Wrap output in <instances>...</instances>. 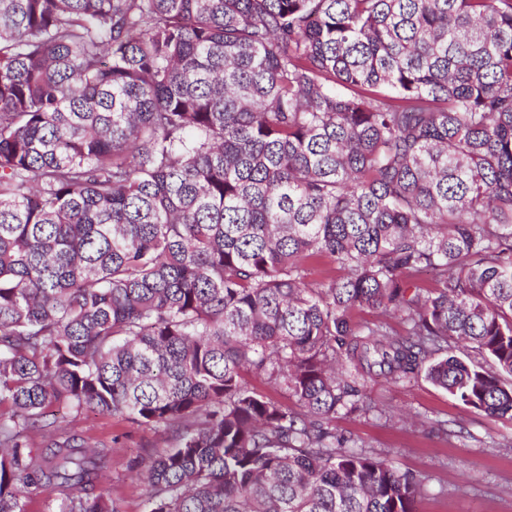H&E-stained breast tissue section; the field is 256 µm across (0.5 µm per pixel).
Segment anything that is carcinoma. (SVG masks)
Returning <instances> with one entry per match:
<instances>
[{"label":"carcinoma","mask_w":512,"mask_h":512,"mask_svg":"<svg viewBox=\"0 0 512 512\" xmlns=\"http://www.w3.org/2000/svg\"><path fill=\"white\" fill-rule=\"evenodd\" d=\"M420 371L512 419V0H0V512H117L55 406L145 512H414L332 422ZM307 280L314 282L327 275H336V279L345 275L346 271L337 263L334 264L329 258L320 256L310 260L307 265ZM244 379L247 382L248 386L253 388L257 392L280 403H288L289 408L297 409L295 406V402L292 398H288V395L283 390L277 389L275 386L268 383L262 377H258L252 374H245ZM60 424L67 432L79 434L92 444L112 448L106 482L110 484L118 512H144L146 480L143 472L130 469L131 464L148 459L171 441L164 442L162 436L150 427L94 411L67 415Z\"/></svg>","instance_id":"carcinoma-1"}]
</instances>
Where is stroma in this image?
<instances>
[{
  "mask_svg": "<svg viewBox=\"0 0 512 512\" xmlns=\"http://www.w3.org/2000/svg\"><path fill=\"white\" fill-rule=\"evenodd\" d=\"M366 397L371 411L337 414L336 435L424 476L416 512H512V419L463 405L421 373L370 381ZM62 426L111 448L107 482L118 512H145L146 480L132 464L163 447L160 434L94 411L66 416Z\"/></svg>",
  "mask_w": 512,
  "mask_h": 512,
  "instance_id": "1",
  "label": "stroma"
}]
</instances>
